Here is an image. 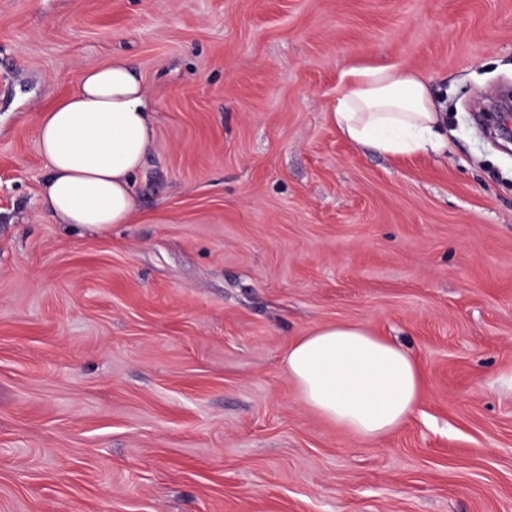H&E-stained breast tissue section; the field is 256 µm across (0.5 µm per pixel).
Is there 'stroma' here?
I'll return each mask as SVG.
<instances>
[{"mask_svg":"<svg viewBox=\"0 0 512 512\" xmlns=\"http://www.w3.org/2000/svg\"><path fill=\"white\" fill-rule=\"evenodd\" d=\"M120 55L157 112L137 217L46 212L39 112ZM424 75L439 151L330 118L351 67ZM512 0H0V512H512ZM355 321L419 406L364 441L289 346Z\"/></svg>","mask_w":512,"mask_h":512,"instance_id":"35a3bbf8","label":"stroma"}]
</instances>
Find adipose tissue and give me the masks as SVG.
I'll return each instance as SVG.
<instances>
[{
  "label": "adipose tissue",
  "mask_w": 512,
  "mask_h": 512,
  "mask_svg": "<svg viewBox=\"0 0 512 512\" xmlns=\"http://www.w3.org/2000/svg\"><path fill=\"white\" fill-rule=\"evenodd\" d=\"M347 77L331 118L352 142L391 155L442 148L440 114L425 78L395 66L353 68ZM156 122L147 90L125 58L85 67L79 89L38 119L45 209L59 223L98 232L132 223L131 181ZM285 370L310 409L363 440L407 421L422 391L410 353L358 322L311 330L290 347Z\"/></svg>",
  "instance_id": "obj_1"
}]
</instances>
